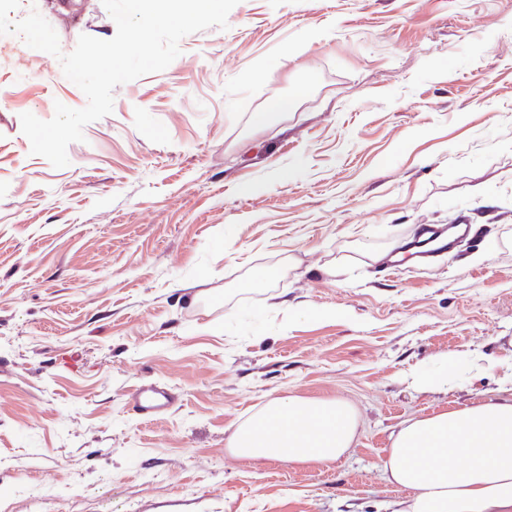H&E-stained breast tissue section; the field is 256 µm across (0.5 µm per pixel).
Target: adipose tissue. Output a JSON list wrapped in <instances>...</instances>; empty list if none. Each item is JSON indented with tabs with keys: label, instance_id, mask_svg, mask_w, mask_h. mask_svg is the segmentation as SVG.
<instances>
[{
	"label": "adipose tissue",
	"instance_id": "1",
	"mask_svg": "<svg viewBox=\"0 0 512 512\" xmlns=\"http://www.w3.org/2000/svg\"><path fill=\"white\" fill-rule=\"evenodd\" d=\"M357 420L341 400L288 395L233 431L228 451L243 459L328 462L353 448ZM462 458V465L448 461ZM407 491L400 512H512V397L407 420L382 464Z\"/></svg>",
	"mask_w": 512,
	"mask_h": 512
}]
</instances>
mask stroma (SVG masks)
<instances>
[{"label": "stroma", "instance_id": "1", "mask_svg": "<svg viewBox=\"0 0 512 512\" xmlns=\"http://www.w3.org/2000/svg\"><path fill=\"white\" fill-rule=\"evenodd\" d=\"M34 10L65 53L116 34L101 0L12 17ZM180 47L56 168L20 115L87 98L0 35V512H396L403 422L512 395V0H239ZM461 220L454 251L386 271ZM150 381L182 402L146 424L127 394ZM283 395L350 403L353 448L227 454Z\"/></svg>", "mask_w": 512, "mask_h": 512}]
</instances>
